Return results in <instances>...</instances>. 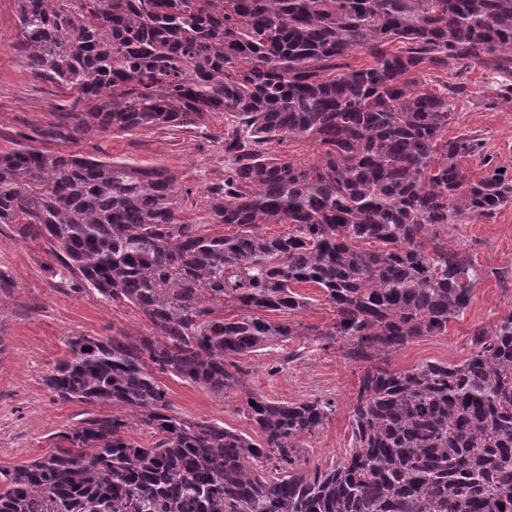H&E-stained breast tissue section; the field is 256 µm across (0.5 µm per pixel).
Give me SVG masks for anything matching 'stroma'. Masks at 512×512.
I'll return each instance as SVG.
<instances>
[{"mask_svg":"<svg viewBox=\"0 0 512 512\" xmlns=\"http://www.w3.org/2000/svg\"><path fill=\"white\" fill-rule=\"evenodd\" d=\"M17 32V0H0V152L36 137L40 148L51 153L167 168L177 178L185 217L195 222L206 216L211 190L224 182L228 123L223 114L177 128L94 132L69 143L40 139V132L58 120L74 95L30 74L12 48ZM463 80L467 93L456 104L449 135L476 132L495 162L512 165V101H496L501 77L478 66ZM448 237L469 252L487 275L476 285L464 314L449 322L446 334L409 343L391 356L393 367L402 369L427 361L462 363L471 351V329L493 328L512 310V282L502 283L495 276L498 270L512 268V204L492 218L449 227ZM0 270L8 275L10 288L9 294L0 296V336L6 343L0 354V469L10 470L45 455L69 426L111 411L107 405L60 401L45 386L44 379L55 364L70 355L68 339H102L119 333L140 336L151 333L152 328L132 304L108 305L92 291L72 293L73 281L51 255L48 244L17 237L10 224H0ZM299 291L310 303L306 309L288 313L287 321L305 327L330 325L335 309L320 288L304 284ZM241 366V388L223 397L164 377L172 414L187 420L221 422L249 434L253 425L242 410L244 392L274 401L330 399L335 403L334 412L323 427L300 441L303 467L310 470L345 454L351 443L348 400L358 384L362 364L347 360L339 347L326 349L311 337L299 336L250 355Z\"/></svg>","mask_w":512,"mask_h":512,"instance_id":"stroma-1","label":"stroma"}]
</instances>
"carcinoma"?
Returning a JSON list of instances; mask_svg holds the SVG:
<instances>
[{
    "label": "carcinoma",
    "instance_id": "cac0c4a2",
    "mask_svg": "<svg viewBox=\"0 0 512 512\" xmlns=\"http://www.w3.org/2000/svg\"><path fill=\"white\" fill-rule=\"evenodd\" d=\"M17 3L11 47L34 77L75 94L43 138L213 112L231 133L224 185L195 223L167 169L31 145L0 153V224L62 250L72 292L130 303L152 326L68 340L47 388L112 413L0 471V512H512V310L473 327L459 365L390 363L448 332L487 275L448 245V227L512 204V168L476 133L448 136L458 78L477 65L512 75V0ZM359 52L366 65L346 63ZM430 70L453 81L431 91L420 85ZM307 137L324 147L317 163L271 150ZM307 283L334 306L330 326L270 318L306 308L296 287ZM296 336L366 363L341 460L300 463L329 400L244 392L256 439L170 414L160 376L223 396L242 383L239 361ZM130 415L152 445L127 436Z\"/></svg>",
    "mask_w": 512,
    "mask_h": 512
}]
</instances>
